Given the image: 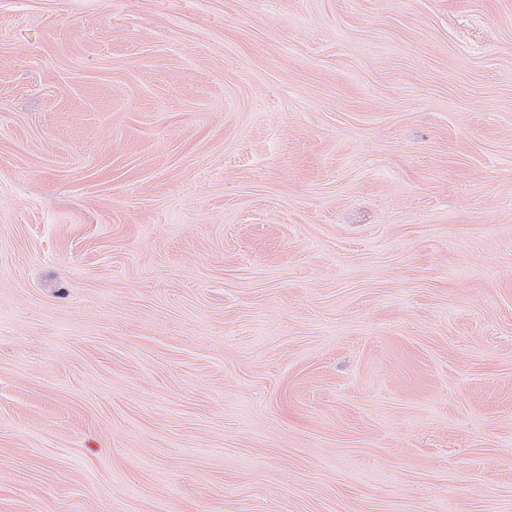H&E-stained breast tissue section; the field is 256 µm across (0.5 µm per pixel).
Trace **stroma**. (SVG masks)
I'll return each instance as SVG.
<instances>
[{
	"mask_svg": "<svg viewBox=\"0 0 512 512\" xmlns=\"http://www.w3.org/2000/svg\"><path fill=\"white\" fill-rule=\"evenodd\" d=\"M0 512H512V0H0Z\"/></svg>",
	"mask_w": 512,
	"mask_h": 512,
	"instance_id": "stroma-1",
	"label": "stroma"
}]
</instances>
